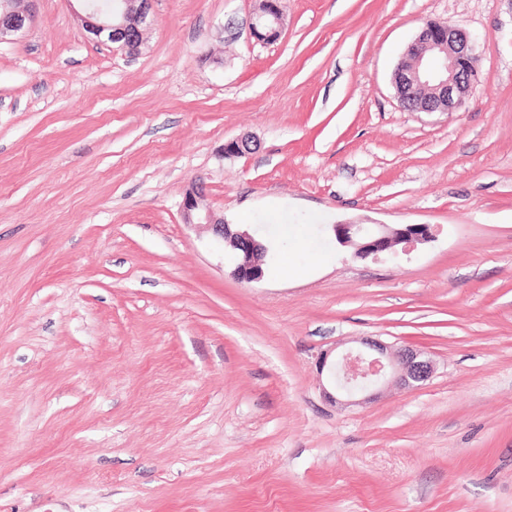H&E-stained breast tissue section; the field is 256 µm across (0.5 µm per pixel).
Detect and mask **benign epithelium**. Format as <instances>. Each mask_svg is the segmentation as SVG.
<instances>
[{
    "mask_svg": "<svg viewBox=\"0 0 512 512\" xmlns=\"http://www.w3.org/2000/svg\"><path fill=\"white\" fill-rule=\"evenodd\" d=\"M82 11L76 12L86 31L99 42L118 44L130 54H137L146 32L154 24L150 13L152 0H117L109 15L94 8L91 0H81ZM36 0H0V42L21 32L34 19ZM285 11L281 0H259L251 19V32L265 41L279 36ZM477 39L456 28L425 26L408 47L407 59L395 70L393 82L402 106L418 112H456L472 91L478 57ZM251 150L246 139L224 144L223 155L238 157ZM201 184H194L184 195L181 210L184 222L203 227L235 252L233 276L252 283L264 276L268 247L249 231L228 224L214 211L200 205ZM336 243L353 249L360 258L391 257L396 247L411 248L432 241L435 230L428 224H354L331 225ZM367 350L348 351L330 369L335 402L350 405L369 399L391 372L398 383L412 389L426 382L434 371L431 360L412 348L390 351V346L377 340H362Z\"/></svg>",
    "mask_w": 512,
    "mask_h": 512,
    "instance_id": "1",
    "label": "benign epithelium"
}]
</instances>
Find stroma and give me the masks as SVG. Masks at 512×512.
<instances>
[{
	"label": "stroma",
	"mask_w": 512,
	"mask_h": 512,
	"mask_svg": "<svg viewBox=\"0 0 512 512\" xmlns=\"http://www.w3.org/2000/svg\"><path fill=\"white\" fill-rule=\"evenodd\" d=\"M285 3L263 42L256 0H153L132 56L38 0L0 43V512H512V0ZM429 21L480 38L457 112L397 99ZM339 221L437 236L360 259ZM366 337L433 376L334 403ZM203 187L195 183L184 195L181 210L185 224L203 227L222 242L224 250L229 247L237 262L233 276L241 282L252 283L264 276L268 247L257 240L248 230L237 224H228L224 217L217 216L209 208L200 205Z\"/></svg>",
	"instance_id": "1"
}]
</instances>
